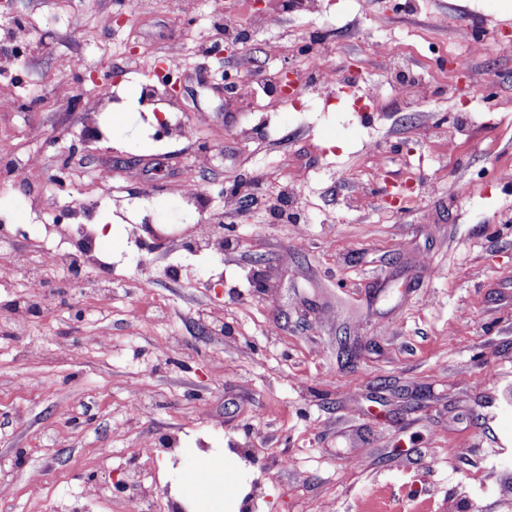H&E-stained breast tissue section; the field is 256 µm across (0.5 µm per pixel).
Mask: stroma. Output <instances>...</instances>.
I'll use <instances>...</instances> for the list:
<instances>
[{
  "mask_svg": "<svg viewBox=\"0 0 512 512\" xmlns=\"http://www.w3.org/2000/svg\"><path fill=\"white\" fill-rule=\"evenodd\" d=\"M319 8L141 0L120 27L122 0H12L0 15V39L20 20L30 35L0 75V164L39 159L0 180V215L27 227L0 235V271L30 262L0 283V512H175L177 472L211 451L225 497L258 486L252 512H512V184L497 180L512 0ZM471 33L461 79L442 61ZM172 52L181 93L148 108ZM77 56L91 78L59 94ZM285 68L305 108L280 93ZM396 71L428 95L399 96ZM96 93L117 97L99 142ZM171 112L189 138L156 136ZM387 183L408 202L387 204ZM74 203L102 260L43 268L44 240L76 243L56 221Z\"/></svg>",
  "mask_w": 512,
  "mask_h": 512,
  "instance_id": "stroma-1",
  "label": "stroma"
}]
</instances>
